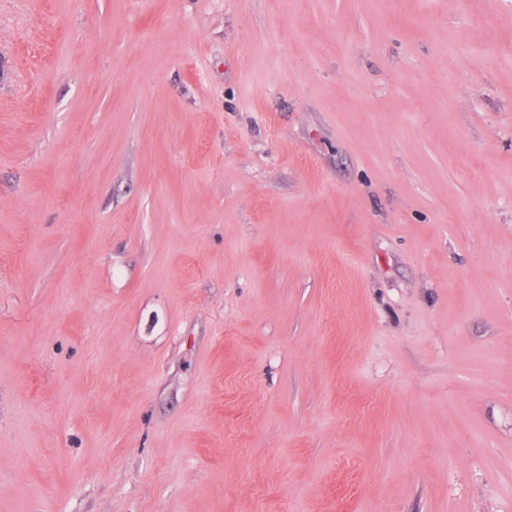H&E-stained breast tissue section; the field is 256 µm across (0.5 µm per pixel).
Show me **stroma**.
Returning a JSON list of instances; mask_svg holds the SVG:
<instances>
[{"mask_svg": "<svg viewBox=\"0 0 512 512\" xmlns=\"http://www.w3.org/2000/svg\"><path fill=\"white\" fill-rule=\"evenodd\" d=\"M0 512H512V0H0Z\"/></svg>", "mask_w": 512, "mask_h": 512, "instance_id": "35a3bbf8", "label": "stroma"}]
</instances>
